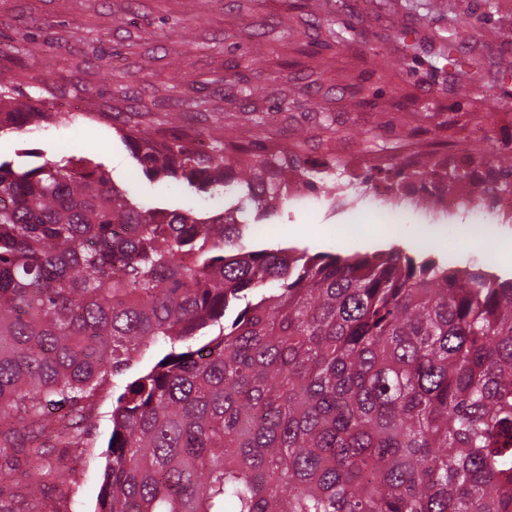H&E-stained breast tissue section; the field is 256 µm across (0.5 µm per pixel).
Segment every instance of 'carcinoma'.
Returning <instances> with one entry per match:
<instances>
[{"mask_svg": "<svg viewBox=\"0 0 512 512\" xmlns=\"http://www.w3.org/2000/svg\"><path fill=\"white\" fill-rule=\"evenodd\" d=\"M230 90L254 113L295 96ZM47 118L0 78V131ZM122 137L149 178L258 209L282 171L313 187L336 167L152 123ZM242 213L143 207L83 158L0 160V477L24 458L25 512L69 479L46 439L77 444L157 343L112 405L96 512H512V279L251 249Z\"/></svg>", "mask_w": 512, "mask_h": 512, "instance_id": "1", "label": "carcinoma"}]
</instances>
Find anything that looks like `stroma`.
<instances>
[{
    "instance_id": "obj_1",
    "label": "stroma",
    "mask_w": 512,
    "mask_h": 512,
    "mask_svg": "<svg viewBox=\"0 0 512 512\" xmlns=\"http://www.w3.org/2000/svg\"><path fill=\"white\" fill-rule=\"evenodd\" d=\"M0 0V72L50 118L23 132L0 133V158L28 150L69 155L101 165L113 183L150 206L208 216L224 208L220 191L187 193L147 178L116 129L147 112L173 133H200L212 143L234 136L254 150L300 146L308 164L332 159L342 199L316 189H282L273 210H248L247 241L258 249L295 248L347 256L401 251L415 259L454 258L512 278L494 250L512 238L487 205L452 215L407 194L392 215L375 194L370 173L414 150L434 159L512 149V0ZM410 28L420 62L408 71L391 35ZM480 65L469 82L437 61L448 45ZM254 84L281 77L314 84L290 108L265 113L228 94L226 76ZM335 120L325 131L322 116ZM412 135H405V128ZM116 395L102 391L82 442L49 449L72 471L47 489V512H94Z\"/></svg>"
}]
</instances>
